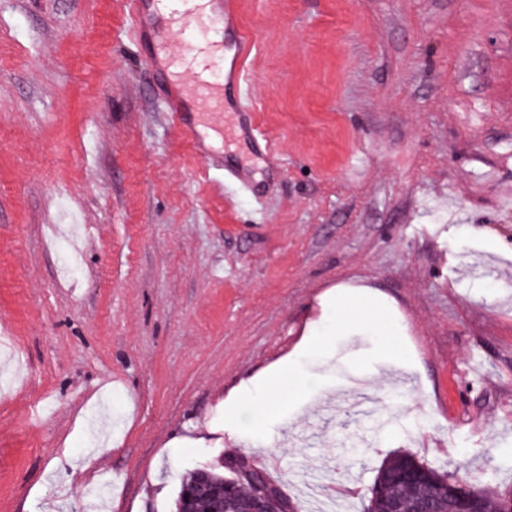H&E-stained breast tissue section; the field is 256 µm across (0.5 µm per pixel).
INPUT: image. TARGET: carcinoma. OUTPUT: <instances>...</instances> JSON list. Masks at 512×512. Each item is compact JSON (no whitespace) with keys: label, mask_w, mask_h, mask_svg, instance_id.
<instances>
[{"label":"carcinoma","mask_w":512,"mask_h":512,"mask_svg":"<svg viewBox=\"0 0 512 512\" xmlns=\"http://www.w3.org/2000/svg\"><path fill=\"white\" fill-rule=\"evenodd\" d=\"M212 484L234 483L235 491L225 502L227 512H251L254 488L247 481L237 477H227L215 470H210ZM378 499H393L401 503L405 512H453L461 507L464 487H474L466 479L453 472L436 469L415 455L406 451L392 453L377 471ZM195 488L197 507L203 512L212 507L211 484L200 487L196 485L195 473L191 472L181 480L174 501L173 512H180L185 489ZM485 512H512V491L490 493L481 491Z\"/></svg>","instance_id":"1"}]
</instances>
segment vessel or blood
<instances>
[{
  "instance_id": "b4317fda",
  "label": "vessel or blood",
  "mask_w": 512,
  "mask_h": 512,
  "mask_svg": "<svg viewBox=\"0 0 512 512\" xmlns=\"http://www.w3.org/2000/svg\"><path fill=\"white\" fill-rule=\"evenodd\" d=\"M181 2L183 7L177 11L167 10L164 0H125V8L136 21L139 40L149 46L146 55L148 67L168 82V112L175 117L191 151L210 165L215 163L216 148L210 142L208 132L223 129L225 113L235 115V135L254 141L263 136L246 78V61L254 41L238 25L234 0ZM213 24L222 25L228 34L219 48H211L209 41L204 39L175 50L174 34ZM214 50L224 58V79L220 82L213 79L203 63ZM176 64L191 73V81L169 79L168 70ZM219 171L211 188L225 200L254 195L253 184L241 170L224 164L219 166Z\"/></svg>"
}]
</instances>
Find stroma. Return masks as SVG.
Returning <instances> with one entry per match:
<instances>
[{
    "mask_svg": "<svg viewBox=\"0 0 512 512\" xmlns=\"http://www.w3.org/2000/svg\"><path fill=\"white\" fill-rule=\"evenodd\" d=\"M237 9L260 212L122 0H0V512H172L227 456L299 512H363L397 449L512 489V0ZM339 287L384 325L336 334Z\"/></svg>",
    "mask_w": 512,
    "mask_h": 512,
    "instance_id": "stroma-1",
    "label": "stroma"
}]
</instances>
